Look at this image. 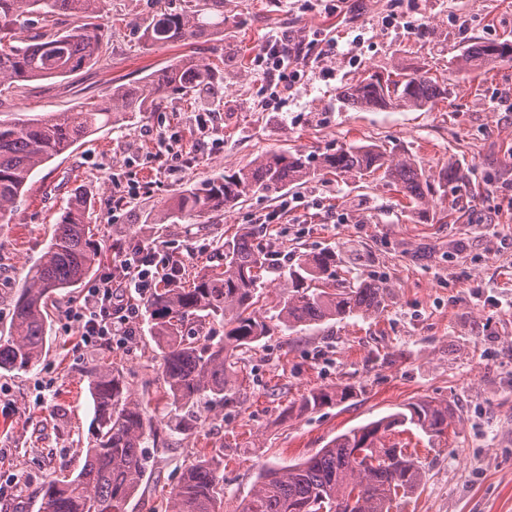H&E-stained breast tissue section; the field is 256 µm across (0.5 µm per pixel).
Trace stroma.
<instances>
[{
  "label": "stroma",
  "instance_id": "stroma-1",
  "mask_svg": "<svg viewBox=\"0 0 512 512\" xmlns=\"http://www.w3.org/2000/svg\"><path fill=\"white\" fill-rule=\"evenodd\" d=\"M156 0H107L106 52L70 75L0 86V118L78 111L113 87L140 81L188 56L219 70L218 94L168 95L162 109L129 112L37 169L9 219L0 221V335L30 266L49 244L73 190L95 198L87 213L101 247L95 277L115 271L122 253L139 248L182 259L181 284L221 261L225 240L248 226L259 245L296 260L330 249L338 278L380 277L390 288L376 317L331 320L310 328L276 318L273 288L256 305L271 331L242 358L252 376L237 403L202 410L191 430L161 438L128 512H151L176 485L186 460L221 455L224 512H238L265 465L288 466L336 435L427 398L447 404V435L402 434L423 468L420 486L391 512H512V61L457 73L472 40L512 41V0H224V26L164 46L146 44L144 24ZM299 43L335 37V52L303 60L300 78L275 98L253 58L271 34ZM403 67L448 80V93L420 110L358 111L341 88L367 72ZM209 110L223 145L207 149L194 124ZM175 138L191 162L175 174L154 161L158 134ZM381 144L415 159L435 177L454 166L468 183L463 206L451 197L407 202L379 175H315L274 196L255 195L235 208L195 220L145 221L166 211L179 191L249 164L268 151L320 155ZM133 179L145 193L124 206L112 200V178ZM275 223L259 215L279 210ZM81 288L57 294L49 307L50 348L26 371H0V475L17 479L8 512H46L32 502L57 470L83 462L93 408L86 373L116 363L132 399L165 416L160 360L147 322L125 346L78 349L68 308ZM54 387L37 403L39 381ZM340 385L352 398L284 416L302 396Z\"/></svg>",
  "mask_w": 512,
  "mask_h": 512
}]
</instances>
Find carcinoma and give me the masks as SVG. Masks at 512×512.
<instances>
[{
	"instance_id": "carcinoma-1",
	"label": "carcinoma",
	"mask_w": 512,
	"mask_h": 512,
	"mask_svg": "<svg viewBox=\"0 0 512 512\" xmlns=\"http://www.w3.org/2000/svg\"><path fill=\"white\" fill-rule=\"evenodd\" d=\"M180 10L159 9L142 37L153 45L184 41L224 23V0H187ZM106 0H0V84L64 77L98 60L104 49ZM63 17L75 19L60 28ZM34 29L26 45L17 31ZM512 61V42L473 41L459 55L457 70L473 72ZM216 68H201L183 57L154 78L112 88V96L77 112H53L0 120V220L12 214L33 172L127 112H153L169 93L214 88ZM441 95L438 79L394 70L367 73L343 87L339 97L354 109L400 107L418 110ZM363 178L382 172L397 192L421 205L460 190L453 168L434 179L411 158L393 159L378 144L339 148L319 156L271 151L251 163L179 193L152 221L206 217L229 210L257 194L275 195L316 172ZM90 198L76 193L57 224L46 251L28 273L13 304L9 335L0 343V371L34 367L49 348L48 304L75 288L96 267L101 251L85 224ZM278 252L255 243L244 229L224 241V262L199 272L190 287L168 283L145 302L150 336L161 357L168 421L159 427L149 403L132 401L128 377L114 365L91 368L92 432L76 473L42 483L37 495L46 512H127L148 468L146 444L165 431L191 428L190 414L203 401L227 405L239 399L246 376L238 355L267 336L256 316L258 290L280 268ZM387 288L376 279L336 285V254L304 253L283 275L277 298L279 322L289 328L323 324L350 316H377ZM217 322L224 341L212 343L206 326ZM352 391H313L298 411H313L348 398ZM448 405L418 399L401 410L354 427L326 447L285 467L265 466L256 476L240 512H390L398 496L411 494L423 472L415 454L386 440L412 427L432 440L448 432ZM164 512H224V464L199 457L184 467L169 491Z\"/></svg>"
}]
</instances>
